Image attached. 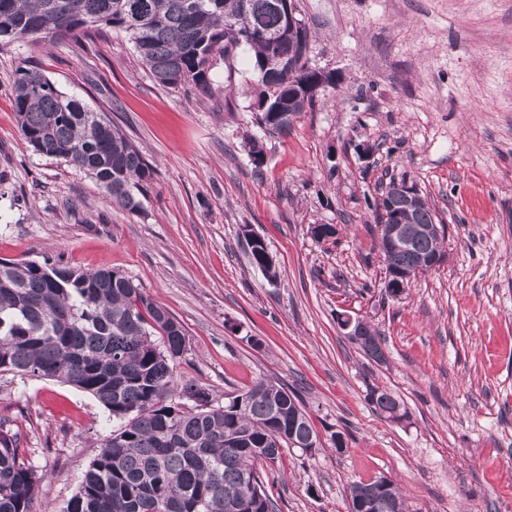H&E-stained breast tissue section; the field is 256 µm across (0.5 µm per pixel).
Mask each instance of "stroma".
Returning a JSON list of instances; mask_svg holds the SVG:
<instances>
[{"label": "stroma", "mask_w": 512, "mask_h": 512, "mask_svg": "<svg viewBox=\"0 0 512 512\" xmlns=\"http://www.w3.org/2000/svg\"><path fill=\"white\" fill-rule=\"evenodd\" d=\"M297 7L312 64L341 85L285 137L257 126V77L240 62L217 64L208 91L175 90L120 31L0 44V259L125 272L186 331L178 382L221 405L262 378L296 390L321 437L343 431L344 452L265 465L277 512H348L350 484L380 476L408 512H512V0ZM23 61L107 113L151 164L139 212L22 140L11 83ZM387 176L413 181L448 227L447 261L398 300L366 206ZM315 224L336 233L315 238ZM246 226L276 280L250 264ZM344 311L380 329L384 362L340 330ZM372 386L404 402L407 423L378 416ZM0 418L43 478L33 512H62L119 427L88 393L13 375H0Z\"/></svg>", "instance_id": "1"}]
</instances>
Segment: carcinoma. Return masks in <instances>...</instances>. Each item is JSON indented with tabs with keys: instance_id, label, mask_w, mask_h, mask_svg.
<instances>
[{
	"instance_id": "cac0c4a2",
	"label": "carcinoma",
	"mask_w": 512,
	"mask_h": 512,
	"mask_svg": "<svg viewBox=\"0 0 512 512\" xmlns=\"http://www.w3.org/2000/svg\"><path fill=\"white\" fill-rule=\"evenodd\" d=\"M0 42L25 35L85 36L106 28L126 33L139 60L166 88L210 87L217 58L249 53L257 75L255 105L267 114L265 133L286 136L301 84L271 63L272 43L285 33L275 0H0ZM18 125L34 152L64 162L100 184L112 204L142 208L153 169L103 112L61 91L41 70L20 66L13 80ZM404 209L390 194L368 204L385 276L391 281L445 252L447 226L425 198L403 225L410 246H386L380 208ZM266 245L250 247L251 263L267 273ZM183 325L141 285L119 270L87 272L34 260L0 259V373L60 379L91 394L121 422L101 443L63 512H274L260 464L281 458L275 443L319 439L297 392L263 379L235 395L233 405L187 409L179 399L207 396L178 383L171 367L183 355ZM366 356L384 359L379 330L355 340ZM387 419L408 410L385 389L367 393ZM20 432L0 419V512H32L42 478L20 447ZM252 485L244 483V478ZM372 484L355 482L350 505L370 498ZM382 512H407L394 481L381 492Z\"/></svg>"
}]
</instances>
